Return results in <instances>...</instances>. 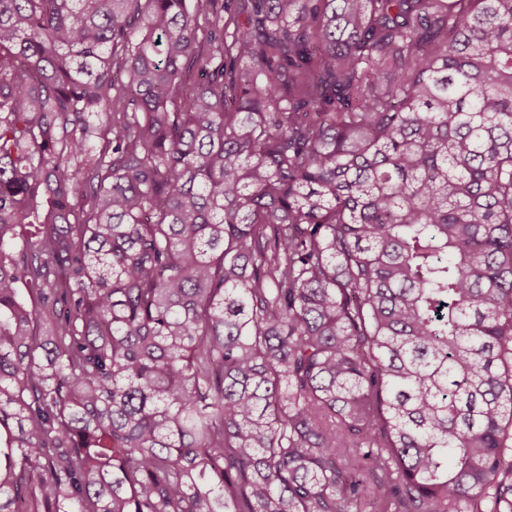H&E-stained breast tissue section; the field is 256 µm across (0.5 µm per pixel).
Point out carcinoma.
I'll use <instances>...</instances> for the list:
<instances>
[{"mask_svg": "<svg viewBox=\"0 0 512 512\" xmlns=\"http://www.w3.org/2000/svg\"><path fill=\"white\" fill-rule=\"evenodd\" d=\"M0 512H512V0H0Z\"/></svg>", "mask_w": 512, "mask_h": 512, "instance_id": "1", "label": "carcinoma"}]
</instances>
